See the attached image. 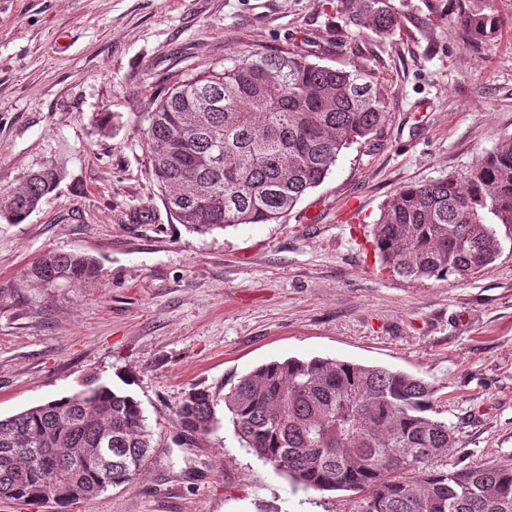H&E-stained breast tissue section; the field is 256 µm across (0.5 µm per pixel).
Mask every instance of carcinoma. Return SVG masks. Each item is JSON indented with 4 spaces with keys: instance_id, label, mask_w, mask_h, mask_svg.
<instances>
[{
    "instance_id": "1",
    "label": "carcinoma",
    "mask_w": 512,
    "mask_h": 512,
    "mask_svg": "<svg viewBox=\"0 0 512 512\" xmlns=\"http://www.w3.org/2000/svg\"><path fill=\"white\" fill-rule=\"evenodd\" d=\"M472 50L501 22L497 0H456ZM336 12L395 34L390 0H336ZM154 184L178 223L198 232L278 222L332 173L341 152L388 120L365 69L335 68L292 52L240 51L229 64L170 88L145 116ZM60 166L28 173L0 195V216L21 223L58 185ZM512 226V136L453 174L397 189L372 233L395 274L466 279L503 252ZM35 288L98 280L95 259L48 251L27 273ZM224 406L242 446L314 491H353L361 512H512V460L448 468L454 427L432 416L423 379L331 358H288L242 375L223 394L191 387L176 406L188 445L220 426ZM153 434L141 404L96 379L70 396L0 419V499H43L48 478L70 488L63 507L128 485L146 466Z\"/></svg>"
}]
</instances>
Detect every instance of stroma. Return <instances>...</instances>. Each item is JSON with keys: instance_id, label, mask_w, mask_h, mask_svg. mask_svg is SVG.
Masks as SVG:
<instances>
[{"instance_id": "stroma-1", "label": "stroma", "mask_w": 512, "mask_h": 512, "mask_svg": "<svg viewBox=\"0 0 512 512\" xmlns=\"http://www.w3.org/2000/svg\"><path fill=\"white\" fill-rule=\"evenodd\" d=\"M390 2L405 18L383 38L336 0H0V189L63 168L22 223L0 218V417L95 376L140 402L157 442L131 484L65 512H360L356 493L293 489L230 421L195 447L180 435L190 386L291 356L422 378L458 428L449 467L512 458V250L465 280H409L379 266L371 238L395 190L465 176L512 135V0L476 51L453 0L433 15ZM288 49L366 66L387 123L279 223L190 231L153 182L144 112L234 52ZM50 250L94 258L101 282L29 287Z\"/></svg>"}]
</instances>
